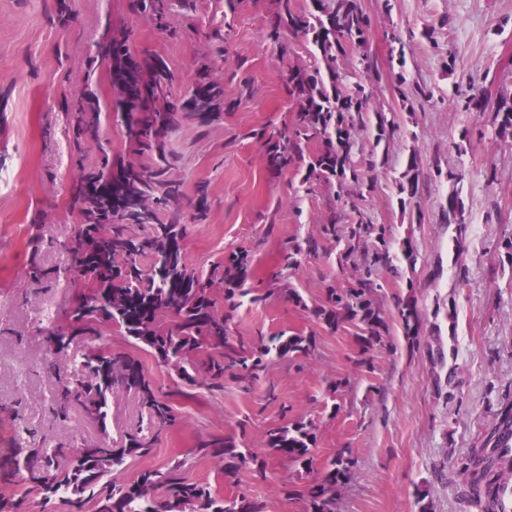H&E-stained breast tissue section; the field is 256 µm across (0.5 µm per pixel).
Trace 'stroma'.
Returning a JSON list of instances; mask_svg holds the SVG:
<instances>
[{
    "instance_id": "obj_1",
    "label": "stroma",
    "mask_w": 512,
    "mask_h": 512,
    "mask_svg": "<svg viewBox=\"0 0 512 512\" xmlns=\"http://www.w3.org/2000/svg\"><path fill=\"white\" fill-rule=\"evenodd\" d=\"M198 3L196 15L173 16L163 33L134 0H69L63 24L56 0H0V457L19 447L25 427L37 430L48 448L101 438L118 447L137 436L151 441L152 451L129 458L115 481L178 462L186 482L220 497L245 492L269 502L273 512H305L289 491L312 485L323 462L341 450L353 468L336 512H474L458 463L482 438L498 401L512 395V263L504 249L512 239V138L496 135L491 112L462 111L461 100L473 86L494 98L512 97V0H360L372 20L367 43L337 65L348 69L361 54L370 56V109L395 114L400 129L383 163L341 190L306 181L304 170L269 164L270 135L290 126L299 107L288 92V70L309 62L305 39L286 30L279 41L268 39L277 0ZM109 25L126 29L132 50L161 55L187 82L223 48L212 72L224 86L220 120L181 119L167 138L177 157L172 175L184 193V253L203 273L231 253L250 255L254 277L229 323L233 338L253 341L285 330L311 332L316 340L309 354L268 359L246 388L229 379L220 388L190 387L170 366L140 353L145 373L175 408V424L163 430L136 394L122 388L108 402L105 424L77 407L67 425L53 421L51 394L82 380L83 354L131 346L106 329L51 353L46 329L77 304L81 290L64 277L36 282L27 274L33 256L62 274L73 267L58 241L79 221L72 209L79 171L101 163L102 155L77 142L71 116L86 91L103 104L116 97L106 76L85 83ZM418 82L430 98L403 108V93ZM466 127L473 131L467 142L461 139ZM412 156L419 198L404 204L397 184ZM490 164L500 172L492 184L483 176ZM450 169L460 173L457 183L446 179ZM201 183L208 187L203 219L194 208ZM454 191L464 207L462 234L442 211ZM340 196L384 225L394 267L376 292L389 332L366 353L355 328L332 333L313 314L327 288L344 287L357 274L356 266L339 264L340 244L325 240L292 270L283 261L289 243L320 237ZM406 239L411 262L400 249ZM292 289L302 305L289 301ZM400 300L415 304L419 335L405 336ZM295 420L315 424L308 470L269 456L265 478L248 467L234 483L218 462L194 452L213 436L260 448L269 429Z\"/></svg>"
}]
</instances>
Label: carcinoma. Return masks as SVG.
Instances as JSON below:
<instances>
[{"label":"carcinoma","instance_id":"obj_1","mask_svg":"<svg viewBox=\"0 0 512 512\" xmlns=\"http://www.w3.org/2000/svg\"><path fill=\"white\" fill-rule=\"evenodd\" d=\"M143 10L162 19L176 11L186 17L197 12V0H146ZM278 15L288 29L310 45V62L288 75V91L302 101L295 124L279 134L271 157L279 168L304 161L300 140L322 139L323 150L307 164L306 180L358 182L363 168L376 166V155L356 150L360 133L375 128V145L386 144L398 129L395 119L384 112H370L372 87L361 74L374 64L363 54L362 71L349 74L336 67L338 57L350 44H361L369 27L359 0H312V9L297 12L291 0H278ZM122 34L107 33L96 46L118 97L105 109L81 107L75 114L77 137L108 153L101 132L116 117L126 127L128 151L105 166L81 174L73 205L79 224L61 241L74 256L70 280L85 285L78 305L49 331L47 339L61 352L79 336H98L103 325L116 326L138 349L151 352L173 367L181 380L200 387L232 375L237 382H251L265 369L268 358H290L308 354L315 337L281 333L262 337L253 351L235 344L227 322L236 308V297L247 293L253 277L251 260L243 253L233 255L228 267L216 269L208 278L192 270L183 250L180 224L181 183L169 175L171 163L162 148L165 136L179 122V114L208 123L224 103V85L203 69L181 103L172 101L177 75L159 54H135ZM493 110L496 134L512 136V98L501 96L490 102L480 90L467 97L464 111ZM416 156H411L399 192L410 198L418 194ZM447 224L456 231L466 228L462 201L448 195L444 209ZM347 225L349 240H374L362 254L359 277L341 290L331 288L325 304L313 310L316 319L336 332L346 324L360 330L356 339L365 352L381 344L388 332L385 317L373 294L383 271L392 268L385 229L366 217L355 204L344 203L330 211L324 232L336 234V225ZM29 277L41 280L53 271L36 261L37 243H32ZM319 250L318 240L296 242L284 257L285 268L299 266V257ZM150 260L144 266L142 259ZM224 283L222 311L210 288L215 280ZM405 335L419 331L421 322L415 305L398 306ZM208 360L199 361L198 354ZM83 370L93 383L80 382L57 390L50 412L58 422L68 418L70 408L82 405L98 422L105 423L106 407L113 390H135L159 427L173 421L171 406L146 378L134 356L110 348L92 349L84 356ZM317 436L312 423L303 420L272 428L265 447L293 467H312ZM198 453L223 463L224 476L235 478L240 469L258 460L250 450H241L232 438L214 436L199 442ZM147 453L146 443L133 436L122 448L105 442L77 447L58 442L49 452L19 449L0 459V484L14 488L0 494V512H26L28 495L43 499H65L68 512H269V504L242 492L224 499L210 489L190 484L179 476L180 464L165 471L146 469L131 483L118 484L112 471L133 456ZM352 461L345 452L325 463L317 481L305 495V512H335L336 495L351 479ZM466 495L476 512H497L501 488L512 484V397L502 399L493 421L481 440L460 462Z\"/></svg>","mask_w":512,"mask_h":512}]
</instances>
